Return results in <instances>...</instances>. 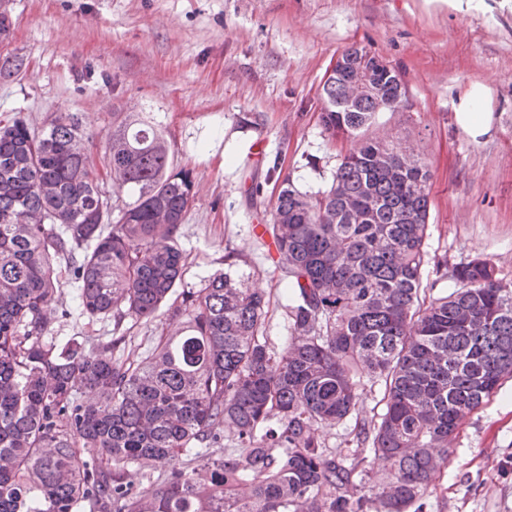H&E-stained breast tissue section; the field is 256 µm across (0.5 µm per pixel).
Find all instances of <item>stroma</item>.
<instances>
[{"label": "stroma", "mask_w": 512, "mask_h": 512, "mask_svg": "<svg viewBox=\"0 0 512 512\" xmlns=\"http://www.w3.org/2000/svg\"><path fill=\"white\" fill-rule=\"evenodd\" d=\"M10 34L0 63V126L43 127L74 112L102 155L113 123L140 112L160 123L174 162L193 171L195 198L178 234L191 286L243 259L250 287L271 298L269 339H286V283L255 225L269 223L283 179L327 187L348 150L320 123L321 89L345 48L366 47L406 89L370 133L415 149L430 171V260L487 259L512 282V10L492 0L458 12L446 0H0ZM495 89L496 128L472 142L453 121L467 86ZM261 154H254L256 142ZM65 283L50 315L61 339L86 335ZM126 357L137 359L165 317L125 319ZM431 512H512V379L462 423L428 498Z\"/></svg>", "instance_id": "35a3bbf8"}]
</instances>
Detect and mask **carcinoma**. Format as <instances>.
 I'll return each instance as SVG.
<instances>
[{
  "label": "carcinoma",
  "instance_id": "cac0c4a2",
  "mask_svg": "<svg viewBox=\"0 0 512 512\" xmlns=\"http://www.w3.org/2000/svg\"><path fill=\"white\" fill-rule=\"evenodd\" d=\"M322 91L324 130L354 145L325 190L284 179L264 225L288 280L279 351L250 275L185 286L194 180L160 124L126 115L100 158L74 148L75 113L0 127V512H425L461 422L512 378V285L474 259L430 295L429 171L366 136L398 84L381 74L352 100L342 75ZM66 273L90 324L162 311L182 327L138 361L112 357L124 335L62 344L47 313ZM226 424L237 447L214 457ZM190 451L160 483L128 480Z\"/></svg>",
  "mask_w": 512,
  "mask_h": 512
}]
</instances>
